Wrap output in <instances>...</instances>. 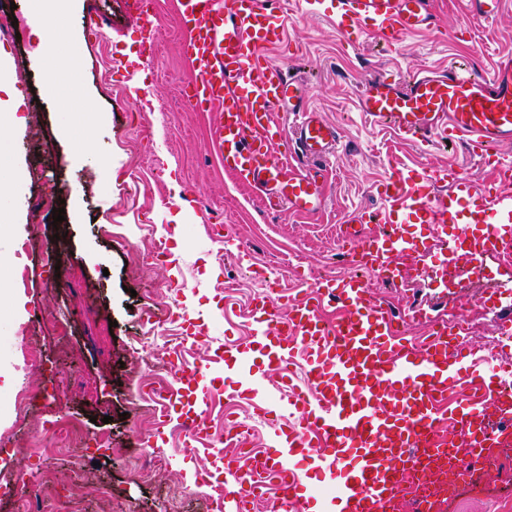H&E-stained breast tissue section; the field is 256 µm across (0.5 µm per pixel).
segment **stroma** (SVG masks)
<instances>
[{
  "mask_svg": "<svg viewBox=\"0 0 512 512\" xmlns=\"http://www.w3.org/2000/svg\"><path fill=\"white\" fill-rule=\"evenodd\" d=\"M176 2L158 0L150 48L135 0H62L47 35L31 23L37 0H0L23 21L18 37L0 42L22 95L18 113L0 112V128L9 131L0 161L23 171L20 185L0 180V434L15 442L0 447V512H15L12 492L46 470L82 512H102L107 499L112 512H207L195 480L209 450L155 435L134 396L138 378L153 379L165 340L182 330L178 322H147V313L176 302L186 319L203 324L205 338L186 347L182 362L206 367L216 350L234 351L251 334L249 302L260 289L253 271H354L336 229L359 212L381 211L393 164L410 183L422 170L450 165L480 184L490 177L462 145L399 138L359 112L356 97L373 78L403 81L451 61L472 74L488 71L512 55V0L493 20L468 14L462 0H430L433 24L389 45L373 26L349 32L336 0H288L287 40L268 55L302 78L309 107L341 133L326 207L315 216L265 208L209 151L206 117L184 99L199 74L183 52ZM92 17L99 28L89 27ZM52 83L70 89L68 109L50 97ZM87 138L90 153L82 147ZM50 184L66 209L60 223L40 201ZM146 224L154 234L143 232ZM227 236L242 243L243 259L225 254ZM47 251L56 253L59 270L43 267ZM137 251L153 254L149 271L134 262ZM482 269V277L446 292L417 277L407 287L376 283L373 296L400 311L422 305L432 317L465 313L471 342L482 345L500 315L491 305L476 313L463 305L512 285V270L498 260L485 259ZM33 347L44 356L43 370L23 362ZM281 385L260 361L247 379L225 370L213 432H223L229 414L247 425L251 447L281 448L291 427L278 408ZM21 390L34 396L23 420L13 406ZM59 409L86 431L107 435L109 447L49 452L55 439L43 422ZM496 456V467L458 484L445 512H512V448ZM292 465L306 512H332L314 460Z\"/></svg>",
  "mask_w": 512,
  "mask_h": 512,
  "instance_id": "stroma-1",
  "label": "stroma"
}]
</instances>
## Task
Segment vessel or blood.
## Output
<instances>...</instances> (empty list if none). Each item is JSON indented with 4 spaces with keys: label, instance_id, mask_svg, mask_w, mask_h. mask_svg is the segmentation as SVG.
I'll return each mask as SVG.
<instances>
[{
    "label": "vessel or blood",
    "instance_id": "vessel-or-blood-1",
    "mask_svg": "<svg viewBox=\"0 0 512 512\" xmlns=\"http://www.w3.org/2000/svg\"><path fill=\"white\" fill-rule=\"evenodd\" d=\"M342 18L374 26L395 42L431 26L427 0H343ZM183 47L201 81L193 109L214 115L210 149L236 182L258 190L266 207L287 204L297 214L319 213L325 202L321 173L302 160L327 161L338 130L306 105L302 83L264 53L286 36L284 18L269 0H177ZM358 106L372 120L389 124L407 139L438 136L464 144L489 168L499 189L477 187L455 168L424 172L426 182L444 186L431 199L393 173L383 189L384 210L358 213L343 233L356 264L389 284L402 281L407 262L417 261L423 244L408 225L435 233L439 263L419 264L421 274L446 279L462 262L492 257L512 262V165L496 153L512 143V56L500 57L482 75L456 65L412 74L404 83L373 80L359 93ZM292 112L289 142H282L275 111ZM367 224L385 233L364 232ZM461 231L449 235V225ZM302 295L280 294L276 279L252 299L254 336L237 349L247 365L262 357L278 369L286 406L296 421L278 456L253 455L240 421L225 426L237 452L221 457L224 512H250L268 490L278 492L291 512H300L299 479L291 466L298 455L315 452L317 467L335 472L329 486L335 512H396L403 496L439 503L448 478L491 462L495 448L512 447V359L481 368L461 319L422 320L410 310L396 315L374 300L357 275L299 277ZM425 322L424 336H408L409 324ZM305 355V386L293 382L296 352ZM221 367L191 371L181 380L187 403L177 419L192 425L191 439L208 444L209 426L200 412L211 393L222 389Z\"/></svg>",
    "mask_w": 512,
    "mask_h": 512
}]
</instances>
